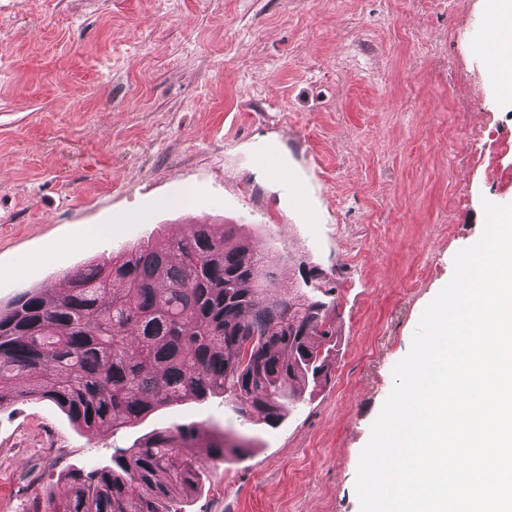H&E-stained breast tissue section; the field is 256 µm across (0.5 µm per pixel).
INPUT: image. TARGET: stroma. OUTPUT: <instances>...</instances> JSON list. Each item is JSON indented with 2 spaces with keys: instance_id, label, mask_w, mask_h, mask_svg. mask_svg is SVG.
Instances as JSON below:
<instances>
[{
  "instance_id": "stroma-1",
  "label": "stroma",
  "mask_w": 512,
  "mask_h": 512,
  "mask_svg": "<svg viewBox=\"0 0 512 512\" xmlns=\"http://www.w3.org/2000/svg\"><path fill=\"white\" fill-rule=\"evenodd\" d=\"M488 0H0V305L159 232L230 224L335 311L327 384L276 425L182 401L88 436L54 403L0 410V512L174 423L236 429L182 512H360V453L453 258L512 204V104ZM276 147L312 165L308 223ZM259 156L263 164L273 172L284 176L286 191L295 201L306 205V219L309 223L315 220V211L308 205L307 183L303 176L289 178V165L286 158L278 152L261 151Z\"/></svg>"
}]
</instances>
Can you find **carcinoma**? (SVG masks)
I'll return each mask as SVG.
<instances>
[{
    "label": "carcinoma",
    "mask_w": 512,
    "mask_h": 512,
    "mask_svg": "<svg viewBox=\"0 0 512 512\" xmlns=\"http://www.w3.org/2000/svg\"><path fill=\"white\" fill-rule=\"evenodd\" d=\"M232 226L188 224L64 275L66 291L28 288L0 306V408L46 399L84 433H116L177 401L220 397L244 426L278 423L328 381L336 321L294 288L258 239L227 247ZM202 423L173 424L70 470L71 495L34 512H181L205 461L245 445Z\"/></svg>",
    "instance_id": "1"
}]
</instances>
